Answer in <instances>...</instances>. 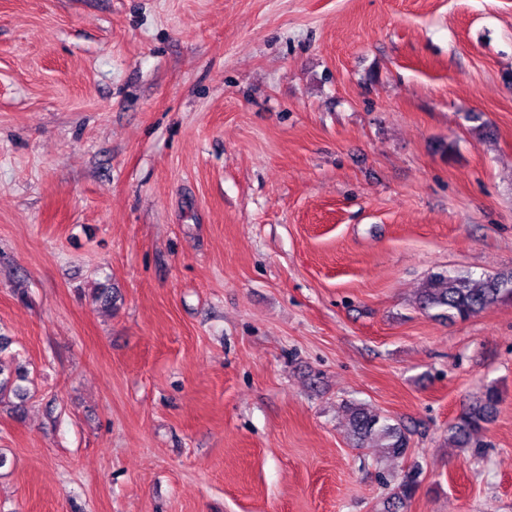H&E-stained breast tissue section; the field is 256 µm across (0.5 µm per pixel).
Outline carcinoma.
Returning a JSON list of instances; mask_svg holds the SVG:
<instances>
[{
  "label": "carcinoma",
  "instance_id": "1",
  "mask_svg": "<svg viewBox=\"0 0 512 512\" xmlns=\"http://www.w3.org/2000/svg\"><path fill=\"white\" fill-rule=\"evenodd\" d=\"M512 299V271L475 280L472 274L443 270L432 274L421 291L418 305L424 311H435V316L450 321H466L490 304ZM499 401L495 387H489L484 398L464 411L448 428V443L457 448H469L479 455L486 447L475 435L489 423ZM352 433L360 448H384L392 456H405L409 450V436L401 424L390 423V417L362 405L349 407ZM418 471L410 469L396 480L391 497L392 508H402L415 495Z\"/></svg>",
  "mask_w": 512,
  "mask_h": 512
}]
</instances>
